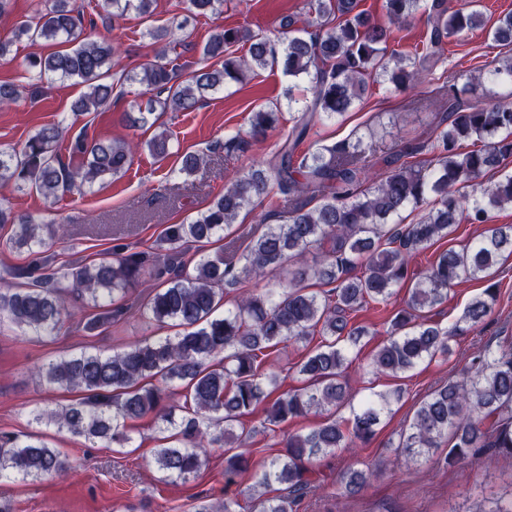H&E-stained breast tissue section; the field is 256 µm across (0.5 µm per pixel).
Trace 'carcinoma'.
Returning a JSON list of instances; mask_svg holds the SVG:
<instances>
[{
  "mask_svg": "<svg viewBox=\"0 0 512 512\" xmlns=\"http://www.w3.org/2000/svg\"><path fill=\"white\" fill-rule=\"evenodd\" d=\"M187 4L197 15L224 12V0ZM152 6L153 0H104L103 9L112 10L114 19L133 11L147 20ZM421 8L428 14L429 29L422 49L412 55L388 51L391 29L359 9V0H310L315 19L300 30L294 20H286L288 31L278 44L246 26H216L202 55L221 61L218 69L186 78L164 48L139 71L121 74L120 80L139 82L155 92L153 113L191 111L203 92L240 83L247 74L274 66L307 78L311 97H288L303 115L270 161L234 180L190 222L167 225L153 251L116 245L109 260L78 258L59 266L45 257L29 268L25 283L0 289V321L27 336L49 337L59 334L71 317L62 288L87 297L98 309L78 322L82 330L92 331L123 314L127 287L155 281L143 303L146 317L180 328L110 356L81 352L44 364L38 369L43 381L81 397L61 408H34L29 421L66 430L92 446H106L130 442L126 422L151 415L168 439L154 451L166 477L186 481L195 476L206 448L217 446L224 449V475L231 479L249 469V458L224 447V437L233 434L240 416L277 388V375L264 372L269 356L291 340L321 336V343L297 365L305 385L281 394L264 424L276 427L311 412L324 413L327 420L288 435L285 454L253 475L256 488L286 485L284 494H258L257 512H296L314 461L367 440L391 399L400 397L397 390L391 395L372 392L356 404L346 397L340 377L352 362L351 350L366 333L352 323V313L372 302L386 304L395 288L410 284L404 305L391 316L387 340L368 364V371L393 377L448 355L449 337L486 324L496 302L492 286L466 305L451 329L433 320L431 312L448 302L453 287L489 276L499 256L512 254V224H493L480 240L442 251L418 274L409 265L420 252L454 234L462 222L486 224L491 210L512 203V171L507 170L512 161L511 101L465 99L468 85L458 86L461 75H450L438 87L443 105L431 142H408L378 156L375 146L360 136L298 152L312 120L347 112L365 93L367 78L383 76L395 89L405 90L443 63L449 38L483 25L480 11L452 10L447 0L425 6L420 0H385L392 24L411 22ZM83 16L74 0H37L33 14L14 34L32 44H70L65 50L28 56L27 68L34 72L30 96L40 93L45 80H73L84 91L72 112H104L114 96V83L107 81L114 48L84 37ZM488 36L497 46H512L511 11L496 20ZM240 43L249 44L244 57L230 52ZM278 121L275 110H258L251 117V136L265 137ZM66 132L60 119L41 126L19 148L1 147L0 186L34 190L56 201L78 186L91 189L126 172L132 160L129 143L91 138L86 126L71 138ZM487 136L496 140L461 150L463 141ZM168 144L163 133L146 142L157 157L168 154ZM424 152L433 158L404 161ZM378 163L388 172L374 182L372 169ZM488 173L497 179L486 186L483 177ZM307 195L314 205L303 200ZM269 196L288 201L280 222L250 233L243 251L215 258L188 256L190 246L231 228L241 210ZM428 203L431 208L417 223L395 222L402 211ZM0 224L13 228L8 246L29 253L41 252L47 238L61 232L2 204ZM287 265L293 267L288 283L243 293L234 308L217 314L224 306L225 287ZM311 281L325 289L310 290ZM153 379L164 387L152 384ZM344 408L348 415L336 418ZM443 440L448 451L437 458L443 468L475 459L486 448L512 456L511 339L480 351L466 376L430 393L399 434L396 448L405 464H415ZM66 469L65 458L40 436L0 433V477H52ZM365 481L364 472L351 468L339 484L353 494Z\"/></svg>",
  "mask_w": 512,
  "mask_h": 512,
  "instance_id": "1",
  "label": "carcinoma"
}]
</instances>
